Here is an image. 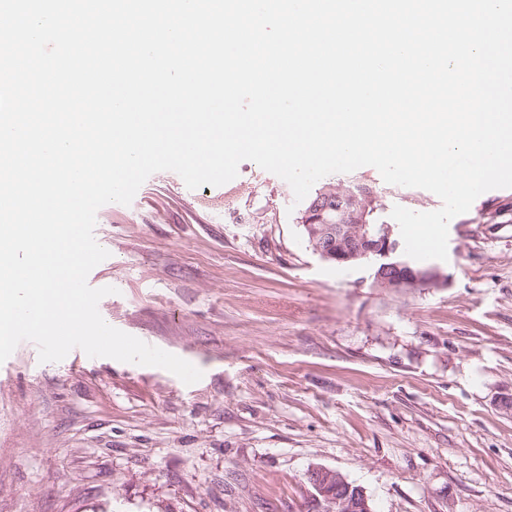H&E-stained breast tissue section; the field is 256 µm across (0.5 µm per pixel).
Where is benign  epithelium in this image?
<instances>
[{
  "label": "benign epithelium",
  "mask_w": 512,
  "mask_h": 512,
  "mask_svg": "<svg viewBox=\"0 0 512 512\" xmlns=\"http://www.w3.org/2000/svg\"><path fill=\"white\" fill-rule=\"evenodd\" d=\"M373 199L370 189L359 195L338 190L319 197L301 220L313 251L335 264L373 263L374 285L378 288L402 291L439 285L436 269L415 267L399 255V242L393 239L391 226L375 230L366 223L367 208ZM306 479L314 490L312 512H371L363 490L340 473L312 467Z\"/></svg>",
  "instance_id": "7a95c632"
}]
</instances>
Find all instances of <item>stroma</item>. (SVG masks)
<instances>
[{"label":"stroma","instance_id":"1","mask_svg":"<svg viewBox=\"0 0 512 512\" xmlns=\"http://www.w3.org/2000/svg\"><path fill=\"white\" fill-rule=\"evenodd\" d=\"M326 181L442 205L371 166ZM293 202L245 161L219 187L157 172L98 210L102 318L203 376L20 343L0 364V512H310L314 466L373 512H512V188L450 221L445 285L400 292L322 260Z\"/></svg>","mask_w":512,"mask_h":512}]
</instances>
